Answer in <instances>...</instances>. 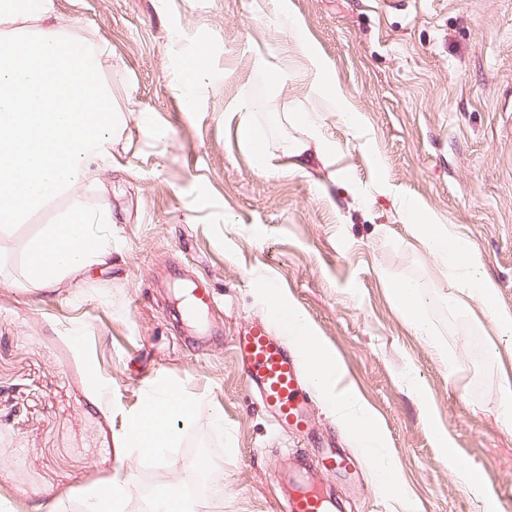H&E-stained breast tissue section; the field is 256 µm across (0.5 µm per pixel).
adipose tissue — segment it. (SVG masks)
<instances>
[{"instance_id":"ef3b65f1","label":"adipose tissue","mask_w":512,"mask_h":512,"mask_svg":"<svg viewBox=\"0 0 512 512\" xmlns=\"http://www.w3.org/2000/svg\"><path fill=\"white\" fill-rule=\"evenodd\" d=\"M317 83L319 94L329 106L332 116L355 135H362L363 117L352 111L335 75L320 71ZM227 112L229 118L236 121L234 133L237 143L249 153L254 168L265 174L278 172L281 164L276 163L274 156L265 149L258 128L248 117L246 99L240 96L232 100ZM291 118L303 129L304 135L289 142L284 151L285 164L303 171L313 161L325 164L335 157L336 144L324 133L322 113L295 112ZM399 211L421 245L436 260L449 288L455 292L457 302L464 305L471 299L480 301L497 335L511 336L512 311L496 307V285L476 261L470 243L458 233L455 225L435 222L428 216L425 206L414 199L401 200ZM109 221L108 215L78 205L62 213L54 224L27 242V281L49 289L55 287L61 278L79 273L89 265L111 262V249L94 230L95 225ZM392 296L414 333L434 340V330L428 317L431 303L429 288L417 281H401L394 284ZM271 301L278 310L285 334L296 344L305 346L309 373L315 387L325 395L338 420L352 431L363 451L371 457L381 483H392L391 458L361 396L351 385L344 383V372L337 360L325 350L300 310L276 294L272 295ZM194 406L192 395L182 390L164 386L151 392L128 422L126 447L141 456L160 454L175 441L177 426L192 421Z\"/></svg>"}]
</instances>
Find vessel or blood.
I'll return each mask as SVG.
<instances>
[{
  "instance_id": "vessel-or-blood-1",
  "label": "vessel or blood",
  "mask_w": 512,
  "mask_h": 512,
  "mask_svg": "<svg viewBox=\"0 0 512 512\" xmlns=\"http://www.w3.org/2000/svg\"><path fill=\"white\" fill-rule=\"evenodd\" d=\"M234 348L249 390L268 411L275 429L304 432L310 421L313 392L300 354L259 320L238 333ZM287 454L290 464L276 476L280 483L294 479L297 470L311 468L316 462L303 448L288 449ZM332 507L330 499L301 486L289 497L286 512H331Z\"/></svg>"
}]
</instances>
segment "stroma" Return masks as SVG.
<instances>
[{
  "instance_id": "obj_1",
  "label": "stroma",
  "mask_w": 512,
  "mask_h": 512,
  "mask_svg": "<svg viewBox=\"0 0 512 512\" xmlns=\"http://www.w3.org/2000/svg\"><path fill=\"white\" fill-rule=\"evenodd\" d=\"M64 34L92 46L121 121L111 166L0 232V512H84L118 470L131 478L127 512H151L156 489L207 491L197 512H285L274 475L284 449L335 441L356 459L351 477H317L345 512H512V422L502 388L512 347L478 301L454 303L435 261L397 213L400 198L456 225L512 310V0H290L293 39L272 24L278 0H52ZM203 61L191 95L176 88L188 56ZM287 61L271 87L259 60ZM333 70L365 136L334 119V167L257 171L224 109L246 93L267 148L301 137L292 112H318L313 82ZM107 212L112 263L43 290L25 279V244L73 200ZM300 308L347 382L375 413L395 480L372 464L324 395L313 440L273 430L247 390L232 340L255 320L281 330L258 280ZM432 293L429 317L444 353L415 336L390 283ZM210 286L219 332L193 335L175 289ZM497 354H488V347ZM461 370L448 374V357ZM413 365L417 398L401 381ZM195 399L192 424L167 459L124 448L127 420L157 386ZM223 414L224 429L212 426ZM445 429L490 480L471 492L436 442Z\"/></svg>"
}]
</instances>
